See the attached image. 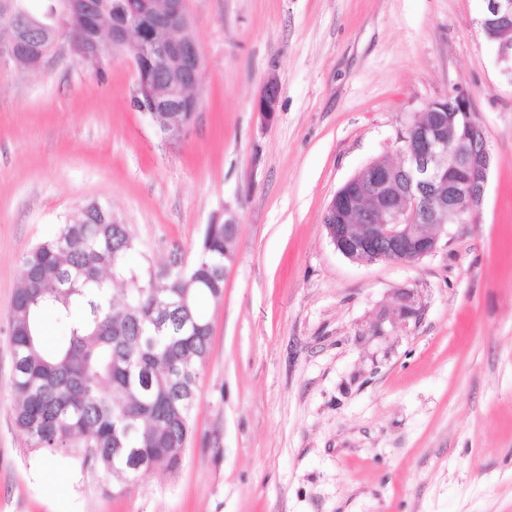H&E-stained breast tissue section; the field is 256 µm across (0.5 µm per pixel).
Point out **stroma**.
Listing matches in <instances>:
<instances>
[{
	"label": "stroma",
	"instance_id": "35a3bbf8",
	"mask_svg": "<svg viewBox=\"0 0 512 512\" xmlns=\"http://www.w3.org/2000/svg\"><path fill=\"white\" fill-rule=\"evenodd\" d=\"M481 0H187L201 106L165 139L104 74L54 50L0 67V512H512V74ZM272 121L256 102L268 76ZM472 96L493 165L476 221L412 263L356 261L323 224L410 119ZM90 201L130 224L135 269L238 224L178 470L126 491L12 421L20 260ZM411 293L417 318L373 331ZM278 96V81L275 76H271L266 80L256 105L257 112H259L264 120L269 121L274 116L277 109Z\"/></svg>",
	"mask_w": 512,
	"mask_h": 512
}]
</instances>
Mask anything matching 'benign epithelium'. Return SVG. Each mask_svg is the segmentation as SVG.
Listing matches in <instances>:
<instances>
[{
  "label": "benign epithelium",
  "mask_w": 512,
  "mask_h": 512,
  "mask_svg": "<svg viewBox=\"0 0 512 512\" xmlns=\"http://www.w3.org/2000/svg\"><path fill=\"white\" fill-rule=\"evenodd\" d=\"M483 2L481 30L512 73V0ZM112 13L119 18L112 36L131 48L135 86L150 84L156 63L176 64L174 85L144 99L135 94L132 105L156 121L165 138L181 137L191 124L182 112L184 103L195 99L191 89L200 68L196 42L183 36L189 25L186 0H166L161 13L152 0L139 8L131 0H113ZM278 96V81L271 76L256 105L264 120L274 116ZM160 112L166 117L161 122ZM399 141V163L366 165L346 181V193L334 194L327 206L323 223L330 241L351 260H420L437 250L438 230L474 220L482 205L492 156L468 93L430 103ZM418 313L412 295L402 294L397 317L406 321Z\"/></svg>",
  "instance_id": "benign-epithelium-1"
}]
</instances>
